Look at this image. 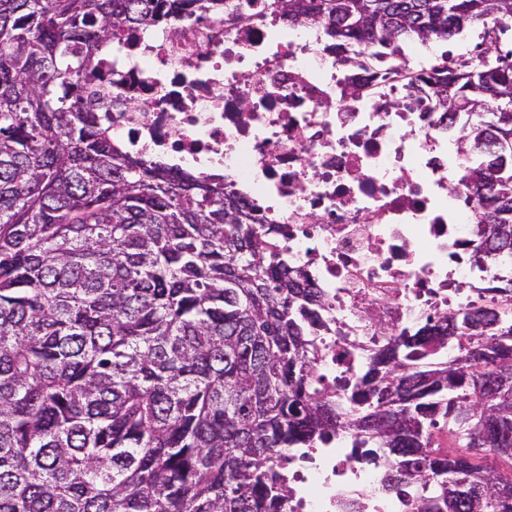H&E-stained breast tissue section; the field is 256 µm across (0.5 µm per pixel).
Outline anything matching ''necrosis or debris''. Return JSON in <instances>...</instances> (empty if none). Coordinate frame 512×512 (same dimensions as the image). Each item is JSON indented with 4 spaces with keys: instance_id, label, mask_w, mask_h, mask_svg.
<instances>
[{
    "instance_id": "1",
    "label": "necrosis or debris",
    "mask_w": 512,
    "mask_h": 512,
    "mask_svg": "<svg viewBox=\"0 0 512 512\" xmlns=\"http://www.w3.org/2000/svg\"><path fill=\"white\" fill-rule=\"evenodd\" d=\"M198 22L163 18L113 39L85 87L120 151L173 171L223 178L326 297L314 386L335 392L386 343L379 324L427 318L499 297L512 259L473 257L474 203L461 185L457 137L394 68L429 54L402 45L369 92L327 50L319 24L291 27L266 0H230ZM381 461L336 432L288 465V512H415L387 495Z\"/></svg>"
}]
</instances>
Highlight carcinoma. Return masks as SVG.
Returning <instances> with one entry per match:
<instances>
[{
    "label": "carcinoma",
    "instance_id": "1",
    "mask_svg": "<svg viewBox=\"0 0 512 512\" xmlns=\"http://www.w3.org/2000/svg\"><path fill=\"white\" fill-rule=\"evenodd\" d=\"M225 0H0V512H285L288 450L338 429L417 512H512V315L389 337L334 401L312 386L322 293L224 182L112 147L83 78L121 32ZM379 59L512 0H271ZM476 154L475 251L512 256V49L416 74ZM455 345L462 368L423 364ZM457 446H431L439 422Z\"/></svg>",
    "mask_w": 512,
    "mask_h": 512
}]
</instances>
